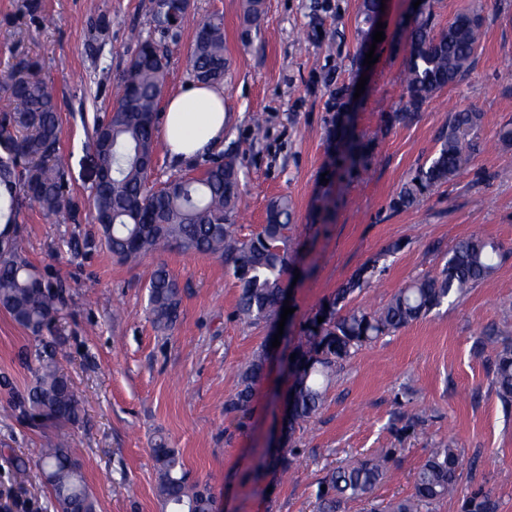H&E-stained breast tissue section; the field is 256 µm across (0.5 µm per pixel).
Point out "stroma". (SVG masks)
Listing matches in <instances>:
<instances>
[{
	"instance_id": "1",
	"label": "stroma",
	"mask_w": 512,
	"mask_h": 512,
	"mask_svg": "<svg viewBox=\"0 0 512 512\" xmlns=\"http://www.w3.org/2000/svg\"><path fill=\"white\" fill-rule=\"evenodd\" d=\"M42 0L53 24H41L26 0H0V84L12 64L39 60L61 104V148L74 212L60 220L23 209L19 244L46 279L62 278L69 308L52 343L83 400L70 444L97 512H163L152 450L166 441L192 479L221 497L224 512H313L325 469L397 449L395 475L347 512L410 495L428 448L459 449L463 480L483 485L512 512V411L492 386L493 350L476 351L480 333L512 323V0H429L437 27L474 11L482 40L456 84L422 104L414 120L391 122L409 93L405 65L418 16L414 0H387L379 19L385 38L370 45L360 32L362 0H264L259 27L243 23L242 0H190L180 36L169 43L167 93L192 81L188 55L199 19L224 21V141L213 156L234 158L241 236L258 233L269 204L287 197L293 210L288 336L297 338L329 297L364 265L377 277L356 290L343 310L384 307L412 280L435 272L460 238L500 243L494 275L426 318L360 348L327 388L310 427L293 436L288 477L264 470L282 437L290 382L287 352L273 347L277 323L248 326L234 315L240 292L214 258L163 252L136 266L101 244L89 201L96 179L93 119L107 112L134 50L132 32L150 34L154 0ZM375 52L374 66L364 63ZM364 93H357L359 80ZM481 113L486 148L417 205H392L416 168L433 155L451 115ZM262 117L264 133L254 134ZM356 131L365 156L352 162L336 127ZM166 265L181 290V318L159 330L147 313L149 277ZM36 340L0 311V496L13 512H55L34 463L55 436L17 421L13 392L33 382ZM265 354V369L244 413L224 402L240 386L243 364ZM410 407L428 421L396 435L394 419Z\"/></svg>"
}]
</instances>
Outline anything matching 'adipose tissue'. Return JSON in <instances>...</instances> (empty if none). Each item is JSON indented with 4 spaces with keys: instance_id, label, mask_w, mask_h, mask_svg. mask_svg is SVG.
<instances>
[{
    "instance_id": "adipose-tissue-1",
    "label": "adipose tissue",
    "mask_w": 512,
    "mask_h": 512,
    "mask_svg": "<svg viewBox=\"0 0 512 512\" xmlns=\"http://www.w3.org/2000/svg\"><path fill=\"white\" fill-rule=\"evenodd\" d=\"M224 122L223 91L194 83L167 99L162 136L175 159L190 161L223 140Z\"/></svg>"
}]
</instances>
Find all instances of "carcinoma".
Listing matches in <instances>:
<instances>
[{
    "mask_svg": "<svg viewBox=\"0 0 512 512\" xmlns=\"http://www.w3.org/2000/svg\"><path fill=\"white\" fill-rule=\"evenodd\" d=\"M182 0H155L152 36H135L132 53L109 112L96 120L94 141L110 177L91 189L90 197L101 238L112 256L137 264L145 256L175 249L212 257L231 270L240 283L236 317L252 325L275 319L286 293L285 274L291 259L292 212L288 199L268 207L266 224L249 238L238 235L234 215L239 201V173L233 159L213 160L204 168L152 180L156 166V113L169 72L162 41L178 36L185 11ZM481 40V22L472 12L456 15L436 30L433 14L423 12L411 31V52L405 70L410 92L409 112L392 118L404 122L412 110L441 89L456 83L469 69ZM193 80L219 83L228 68L224 56V23L216 15L198 21L190 53ZM4 91L16 102L0 114V310L37 339L53 336L64 319L66 291L44 279L21 254L18 244L20 209L28 205L48 219L71 207L65 180L67 159L60 147V115L55 89L41 75L39 63L24 58L10 73ZM479 112L452 114L438 141L440 147L420 166L393 200L396 209L419 203L433 188L448 181L482 150ZM501 256L491 239L470 236L456 241L438 273L398 290L380 310L340 313L338 305L369 282L374 267L361 268L336 296L319 308L298 339L290 362L292 413L289 432L314 418L323 405L324 383L338 364L378 337L396 332L427 316L450 297H460L489 279ZM148 311L158 329H170L180 317V289L167 268L157 266L149 279ZM323 322H318V317ZM507 328L481 333L478 351L496 346L490 362L492 383L503 408L512 410V343ZM34 382L11 396L16 419L34 428H53L56 440L41 449L36 467L50 488L56 512H95V499L78 463L72 458L65 427L81 416V399L63 373L55 350L37 354ZM264 355L241 372L240 389L224 401V413L247 410L254 386L261 380ZM396 432L424 422L420 413L402 411ZM157 494L169 512H212L211 487L190 479L179 452L161 441L152 449ZM395 449L353 466L328 470L319 481L316 512H345L349 502L367 499L386 475ZM458 449L439 442L428 449L414 479V493L389 503L385 512L422 509L463 492L462 512H498V501L483 487L462 491Z\"/></svg>",
    "mask_w": 512,
    "mask_h": 512,
    "instance_id": "cac0c4a2",
    "label": "carcinoma"
}]
</instances>
